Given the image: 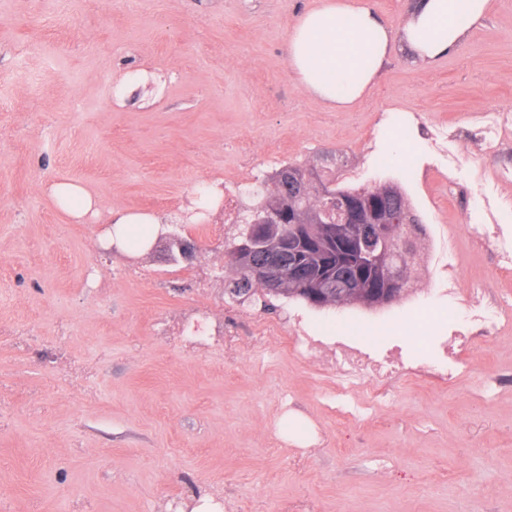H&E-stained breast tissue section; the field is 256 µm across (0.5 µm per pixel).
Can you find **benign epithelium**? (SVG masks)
<instances>
[{
	"mask_svg": "<svg viewBox=\"0 0 512 512\" xmlns=\"http://www.w3.org/2000/svg\"><path fill=\"white\" fill-rule=\"evenodd\" d=\"M412 222L396 209H390L385 219L374 224L363 219L360 211L348 203L342 204L340 216L332 221L330 238L318 245L310 243L298 226L288 234L280 231L268 246L266 257L250 269V276L267 292L280 291L286 279L299 281L301 297L315 307L325 306L324 299L336 298V306L353 305L369 296L372 306H383L399 300L405 289L402 280L394 278L382 289L358 291L348 287V277L341 273L345 268L359 272V265L382 270L389 244L402 224ZM164 248L174 260L189 262L199 251L195 240L180 234H170L164 239ZM313 250L318 257L314 275H306L307 266L302 261L305 252Z\"/></svg>",
	"mask_w": 512,
	"mask_h": 512,
	"instance_id": "7a95c632",
	"label": "benign epithelium"
}]
</instances>
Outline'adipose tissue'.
Returning a JSON list of instances; mask_svg holds the SVG:
<instances>
[{
  "instance_id": "1",
  "label": "adipose tissue",
  "mask_w": 512,
  "mask_h": 512,
  "mask_svg": "<svg viewBox=\"0 0 512 512\" xmlns=\"http://www.w3.org/2000/svg\"><path fill=\"white\" fill-rule=\"evenodd\" d=\"M490 0H418L399 29H391L366 0H320L290 27L285 54L296 82L328 108L344 112L376 86L393 44L415 63L429 66L462 46L485 18ZM55 205L76 224L104 217L110 240L125 251L147 249L166 218L155 212L103 213L99 198L82 184L51 185Z\"/></svg>"
}]
</instances>
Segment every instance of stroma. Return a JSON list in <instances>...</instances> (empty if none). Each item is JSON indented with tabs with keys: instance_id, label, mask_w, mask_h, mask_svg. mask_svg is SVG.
<instances>
[{
	"instance_id": "35a3bbf8",
	"label": "stroma",
	"mask_w": 512,
	"mask_h": 512,
	"mask_svg": "<svg viewBox=\"0 0 512 512\" xmlns=\"http://www.w3.org/2000/svg\"><path fill=\"white\" fill-rule=\"evenodd\" d=\"M319 0H0V512H512V271L469 224L512 241V0L422 67L393 49L371 94L336 112L291 77L283 42ZM136 81L124 93L127 76ZM413 120L416 164L376 145ZM336 157L339 185L396 184L425 252L405 295L326 307L231 295L238 225L210 207L188 263L69 223L48 187L80 182L112 211L174 214L221 181L246 207L276 169ZM450 250L456 292L435 290ZM484 288L500 330L476 334L454 384L403 377L336 414V379L290 346L364 340L425 360ZM301 415L307 445L277 422ZM411 124L412 121L409 119H401L398 115H392L389 120L381 124L378 131L379 142L387 148L389 155L400 163L408 162L414 154L408 149H403L392 137V132L397 130L402 139L408 140L407 130Z\"/></svg>"
}]
</instances>
